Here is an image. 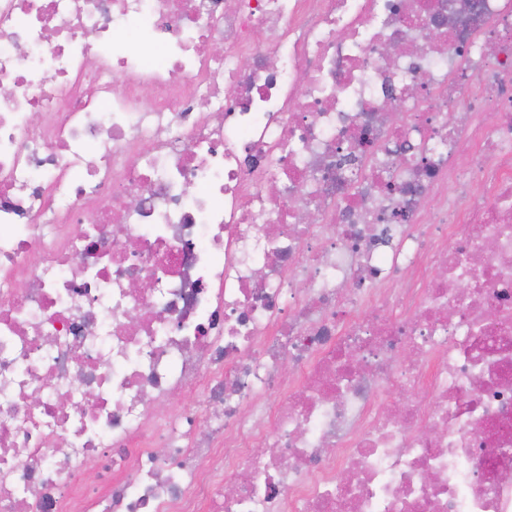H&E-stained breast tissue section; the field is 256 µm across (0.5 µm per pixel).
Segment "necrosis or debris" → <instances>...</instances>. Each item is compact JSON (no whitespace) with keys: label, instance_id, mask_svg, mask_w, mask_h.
<instances>
[{"label":"necrosis or debris","instance_id":"obj_1","mask_svg":"<svg viewBox=\"0 0 512 512\" xmlns=\"http://www.w3.org/2000/svg\"><path fill=\"white\" fill-rule=\"evenodd\" d=\"M0 512H512V0H0Z\"/></svg>","mask_w":512,"mask_h":512}]
</instances>
